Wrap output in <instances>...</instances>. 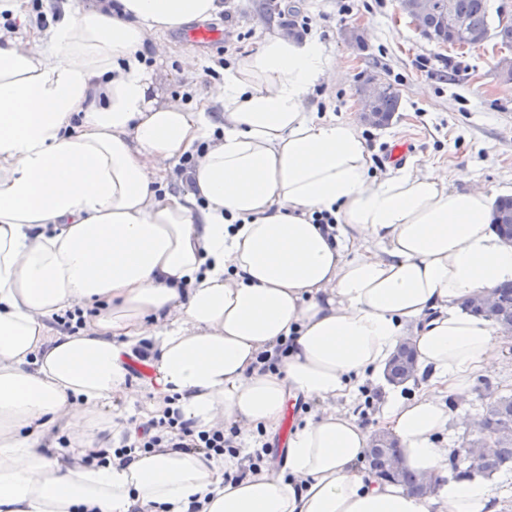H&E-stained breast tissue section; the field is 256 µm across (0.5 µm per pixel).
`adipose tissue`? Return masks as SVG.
<instances>
[{"mask_svg": "<svg viewBox=\"0 0 512 512\" xmlns=\"http://www.w3.org/2000/svg\"><path fill=\"white\" fill-rule=\"evenodd\" d=\"M221 0H93L0 31V512H497L493 485L448 477L438 438L450 398L507 339L463 312L512 281L492 198L442 171L371 174L355 125L308 98L340 69L314 38L267 35L196 108L166 98L159 35ZM195 156L192 184L168 190ZM331 212L333 230L313 223ZM81 311L75 332L55 316ZM409 340L419 394L389 392L378 429L406 468L440 479L420 498L362 466L372 429L334 409L383 378ZM288 350L274 369L258 357ZM145 351L156 399L196 430H275L289 399L318 410L288 438L287 473L237 482L205 451L135 441L112 395Z\"/></svg>", "mask_w": 512, "mask_h": 512, "instance_id": "obj_1", "label": "adipose tissue"}]
</instances>
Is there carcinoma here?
I'll return each mask as SVG.
<instances>
[{
	"label": "carcinoma",
	"instance_id": "1",
	"mask_svg": "<svg viewBox=\"0 0 512 512\" xmlns=\"http://www.w3.org/2000/svg\"><path fill=\"white\" fill-rule=\"evenodd\" d=\"M461 20L463 27H456ZM427 28L440 35L454 46H473L485 33L491 34L502 48L512 51V26L492 25L490 0H433V13L424 21ZM399 94L393 87H388L377 100L374 110L380 116L378 125L387 124L397 112ZM493 225L496 233L512 237V196L498 198L493 211ZM498 296L499 320L512 324V283H505L496 288ZM417 373L412 351L400 349L392 357L387 368L389 381L402 384L414 378ZM485 415L500 431L492 459L476 465H466L462 475L477 473L490 477L498 472L512 470V394H500L487 405ZM399 455L396 440L390 438L382 441L371 439L365 455V462L370 471L385 479L394 480L408 492L420 495L421 475L405 468L396 474L390 473L392 459Z\"/></svg>",
	"mask_w": 512,
	"mask_h": 512
}]
</instances>
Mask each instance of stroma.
Returning <instances> with one entry per match:
<instances>
[{
  "label": "stroma",
  "mask_w": 512,
  "mask_h": 512,
  "mask_svg": "<svg viewBox=\"0 0 512 512\" xmlns=\"http://www.w3.org/2000/svg\"><path fill=\"white\" fill-rule=\"evenodd\" d=\"M224 9L210 18L233 45L229 59L256 50L263 38L281 32L282 16L293 13L299 37L318 36L340 65L336 84L319 85L310 103L317 112L357 124L372 151L374 169L384 174L389 155L403 145L404 164L421 171L447 168L451 187H485L493 196L512 195V94L495 73L503 51L495 41L475 48L436 46L424 40L398 12V0H223ZM351 11H343V4ZM354 26L360 43L344 42L342 31ZM172 53L169 93H190L199 99L212 79L204 69L218 46L187 49L180 32L165 36ZM193 51L201 65L185 72L182 56ZM376 78L399 93V107L390 124L376 128L360 123L357 90ZM512 393V352L496 369L477 377L469 394L459 398L454 414L466 419L482 413L489 393Z\"/></svg>",
  "instance_id": "1"
}]
</instances>
